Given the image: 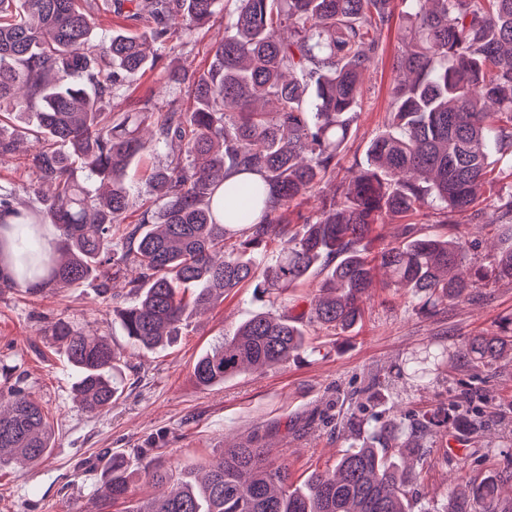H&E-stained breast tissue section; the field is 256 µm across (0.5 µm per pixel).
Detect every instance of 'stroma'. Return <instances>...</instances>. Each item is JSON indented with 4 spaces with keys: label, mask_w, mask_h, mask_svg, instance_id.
<instances>
[{
    "label": "stroma",
    "mask_w": 512,
    "mask_h": 512,
    "mask_svg": "<svg viewBox=\"0 0 512 512\" xmlns=\"http://www.w3.org/2000/svg\"><path fill=\"white\" fill-rule=\"evenodd\" d=\"M224 23L219 14L209 30L190 36L175 33L158 46L156 67L118 91L111 108H141L163 87L166 69L206 68L213 43L224 35ZM405 28L403 15L397 13L377 35L381 54L364 77L367 99L353 125L349 153L363 154L384 128L395 78L393 63ZM166 90L168 99L186 102L185 90ZM166 161V150L154 145L129 167L125 182L139 204L149 200L148 173ZM261 305L252 289H238L224 302L194 315L186 335L172 347L146 353L123 335L112 313L113 301L100 297L96 281L38 296L21 288L0 291V391L25 388L43 407L54 430L53 447L39 464L21 473L10 466L0 469V512H97L94 493L100 472L91 463L109 448L125 450L138 472L130 493L134 500L158 492L140 473L146 461L172 469L197 468L223 448L252 438L271 447L276 462L287 463L296 478H305L315 468L334 464L348 445L339 424L324 415L329 402L342 400V413L353 412V394L372 379H383L391 365L420 360L465 337L496 329L512 316V282H498L483 289L480 298L448 304L431 316L420 315L397 296L386 304L374 298L365 306L363 322L351 332L313 335L314 353L246 372L209 389L198 386L193 377L198 356L222 335L233 333ZM60 318L107 337L126 361L123 393L110 411L91 416L78 408L75 377L49 332ZM470 382L485 394L486 411L500 436L491 444L468 434L454 448L447 438H437L427 473L413 489L419 501L444 503L458 466H465L474 478L512 461L505 452L512 445V363L475 379L467 372L443 368L426 382L405 379L395 394L402 410L430 413L447 404L450 391Z\"/></svg>",
    "instance_id": "35a3bbf8"
}]
</instances>
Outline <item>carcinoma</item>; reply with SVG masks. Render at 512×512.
I'll use <instances>...</instances> for the list:
<instances>
[{"mask_svg": "<svg viewBox=\"0 0 512 512\" xmlns=\"http://www.w3.org/2000/svg\"><path fill=\"white\" fill-rule=\"evenodd\" d=\"M397 1L414 25L395 69L413 78L394 86L387 129L365 159L349 160L350 177L319 215L295 224L287 215L346 159L362 76L378 55L375 33ZM221 5L224 38L208 67L166 73L167 83L186 86L188 111L174 101L106 111L119 87L155 67L148 41L202 30ZM104 6L152 19L150 36L93 43ZM10 114L18 129L0 136V156L34 137L38 147L22 164L55 191L30 187L35 206L0 192L3 242L13 245L0 288L23 283L43 293L93 277L106 295L122 277L137 300L116 307L119 324L145 352L176 343L195 310L236 288L273 296L198 357L202 387L300 356L309 328L350 331L380 273L383 287L429 312L470 299L490 280H512V246L477 256L451 219L483 213L512 239V0H0V121ZM145 124L168 163L151 175L156 208L127 224L136 201L125 171L145 148ZM232 172L259 180L222 188ZM426 209L448 231H424ZM387 217L398 221L390 237L377 232ZM315 274L322 279L306 308L277 312L284 294ZM51 335L76 373L78 406L90 415L112 409L121 360L108 340L64 320ZM511 361L512 318L440 350L430 365L485 372ZM454 424L495 436L482 395L467 388L429 417L363 424L348 416L349 447L298 485L288 464L250 441L224 449L201 475L149 462L144 475L162 492L128 512H434L410 489L429 444ZM53 440L43 408L13 388L0 409V466L35 465ZM134 476L125 456L110 454L99 512L128 498ZM443 512H512V471L449 486Z\"/></svg>", "mask_w": 512, "mask_h": 512, "instance_id": "carcinoma-1", "label": "carcinoma"}]
</instances>
